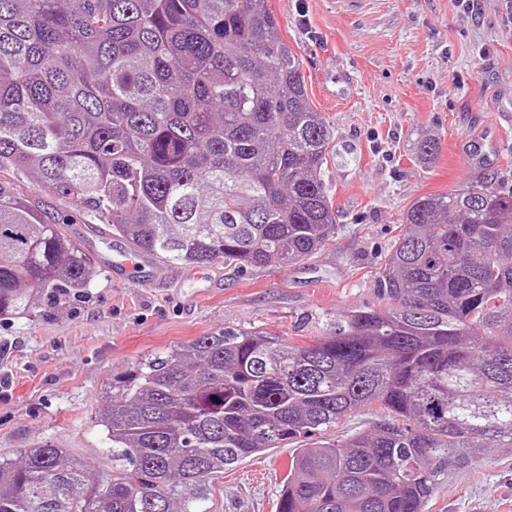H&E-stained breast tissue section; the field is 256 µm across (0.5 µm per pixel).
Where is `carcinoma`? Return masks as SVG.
Here are the masks:
<instances>
[{
    "label": "carcinoma",
    "mask_w": 512,
    "mask_h": 512,
    "mask_svg": "<svg viewBox=\"0 0 512 512\" xmlns=\"http://www.w3.org/2000/svg\"><path fill=\"white\" fill-rule=\"evenodd\" d=\"M332 136L268 0H0V320L99 272L12 176L139 254L286 269L336 233ZM401 223L383 307L301 344L222 329L146 357L99 404L110 472L48 442L0 454V512H208L226 467L372 406V429L299 449L277 512H424L448 467L512 448V191L423 195Z\"/></svg>",
    "instance_id": "cac0c4a2"
}]
</instances>
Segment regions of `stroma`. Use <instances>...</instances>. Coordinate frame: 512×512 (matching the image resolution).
<instances>
[{"label": "stroma", "mask_w": 512, "mask_h": 512, "mask_svg": "<svg viewBox=\"0 0 512 512\" xmlns=\"http://www.w3.org/2000/svg\"><path fill=\"white\" fill-rule=\"evenodd\" d=\"M298 57L309 102L333 130L324 180L336 234L281 268L218 261L200 268L150 260L136 277L113 273L125 240L24 184L48 217L93 254L100 274L70 307L0 323V453L53 442L103 470L94 423L113 376L142 358L228 327L300 344L337 313L380 307L376 277L418 196L491 179L512 190V0H269ZM500 124V160L466 172L458 144ZM439 143L432 161L413 143ZM297 448L284 443L240 461L214 483L210 512H276ZM425 512H512V448L449 470Z\"/></svg>", "instance_id": "obj_1"}]
</instances>
